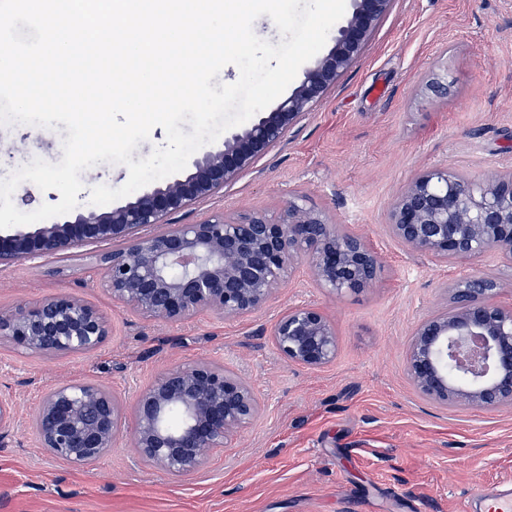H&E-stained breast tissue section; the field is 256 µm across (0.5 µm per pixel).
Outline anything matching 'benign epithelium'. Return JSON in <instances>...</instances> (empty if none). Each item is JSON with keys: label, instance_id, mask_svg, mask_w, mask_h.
Masks as SVG:
<instances>
[{"label": "benign epithelium", "instance_id": "obj_1", "mask_svg": "<svg viewBox=\"0 0 512 512\" xmlns=\"http://www.w3.org/2000/svg\"><path fill=\"white\" fill-rule=\"evenodd\" d=\"M393 3L352 0L330 48L292 92L225 134L222 147L200 151L187 173L108 211L77 209L52 224L1 232L0 270L110 244L98 255V266L112 302L162 324L201 312L224 319L251 315L269 304L301 264L331 295L368 286L381 266L378 253L303 195L290 196L275 217L252 210L192 224L164 220L223 191L278 146L359 58ZM388 229L412 252L444 263L493 251L512 265V170L470 180L446 164L426 169L396 196ZM505 291L481 273L448 284L451 307L418 323L405 351L407 377L421 396L444 407L512 406V305L499 302ZM111 330L105 312L73 293L0 308V340L28 354L91 352ZM271 340L289 363L318 369L336 359L335 324L315 304L290 308ZM260 410L242 377L215 361L196 360L160 371L130 403L96 383L59 384L42 399L34 427L51 457L90 468L131 422L144 465L187 477L201 472L208 457L228 446ZM14 421L11 403L0 398V439Z\"/></svg>", "mask_w": 512, "mask_h": 512}]
</instances>
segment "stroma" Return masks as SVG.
I'll return each instance as SVG.
<instances>
[{"label":"stroma","instance_id":"stroma-1","mask_svg":"<svg viewBox=\"0 0 512 512\" xmlns=\"http://www.w3.org/2000/svg\"><path fill=\"white\" fill-rule=\"evenodd\" d=\"M435 76L447 97L427 89ZM66 135L0 126V152L22 165L56 163ZM438 164L473 179L512 168V0H395L361 57L282 144L224 192L169 218L272 214L288 194L304 195L379 253L366 288L327 294L302 266L248 317L162 325L113 304L92 251L0 271V307L67 291L112 319L99 350L58 360L0 340V397L16 416L0 440V512H459L474 486L512 484V408H446L406 375L412 329L445 308L448 283L474 271L512 282L495 254L444 264L389 236L397 192ZM303 302L336 326L328 367L285 362L271 343L280 314ZM201 358L249 381L264 409L199 474L144 466L128 432L90 470L41 448L33 416L59 383L92 381L130 399L161 370Z\"/></svg>","mask_w":512,"mask_h":512}]
</instances>
